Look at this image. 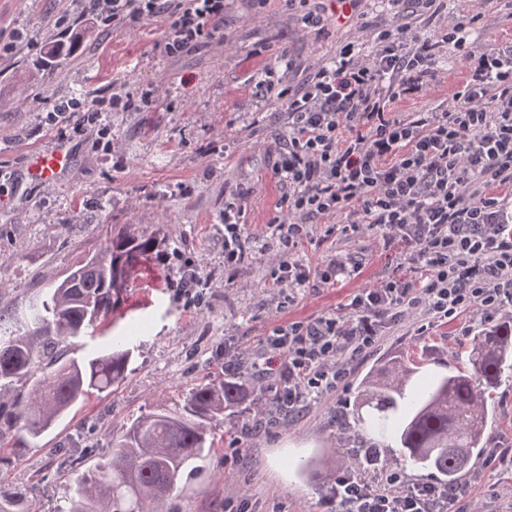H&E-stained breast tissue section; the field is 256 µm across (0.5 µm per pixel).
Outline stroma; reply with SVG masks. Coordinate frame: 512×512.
Masks as SVG:
<instances>
[{"label": "stroma", "mask_w": 512, "mask_h": 512, "mask_svg": "<svg viewBox=\"0 0 512 512\" xmlns=\"http://www.w3.org/2000/svg\"><path fill=\"white\" fill-rule=\"evenodd\" d=\"M321 28L308 29L299 9L282 0H224V38L170 54L159 20L137 29L107 26L82 15L80 0H0V318L44 298L112 229L132 227L153 237L154 251L132 269L119 307L94 333L78 338L74 355L131 336V372L105 397L90 396L33 448L0 450V491L25 490V512H54L94 456L120 440L144 411H171L191 387L222 376L225 353L259 354L273 325L340 309L349 295L395 274L401 248L375 231H343L316 220L300 255L311 268L338 251L359 263L358 276L307 288L281 306L267 276L268 257L253 254L235 275L224 273V205L241 197L242 222L259 235L276 215L280 197L272 157L287 130L284 107L264 98L254 73L300 87L316 66L371 32L409 24L425 35L472 20L467 50L481 54L512 42V0H435L421 10L413 0H310ZM69 53L40 60L56 41ZM288 53L291 68L276 59ZM440 83L428 96L395 104L398 112L447 106L465 69L453 45L440 50ZM81 99L90 119L82 129L55 123L59 104ZM66 146L73 162L54 183L36 182L31 153ZM181 252L183 261L173 260ZM191 260L203 302L177 296L173 285ZM512 319V305L492 316L463 312L420 329L405 318L386 330L370 353L354 362L345 390L311 402L293 420L241 438L252 417L241 412L218 422L219 449L204 474L179 489L158 512H327L326 495L372 439L358 436L353 404L362 375L383 357L427 351L416 389L433 373L467 368L472 336L483 325ZM496 420L486 432L487 454L461 476L470 494L458 512H512V372L494 392ZM65 443L77 461L51 455ZM240 444L242 458L225 461ZM310 459L313 470L298 465Z\"/></svg>", "instance_id": "1"}]
</instances>
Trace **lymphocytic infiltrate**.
<instances>
[{
	"label": "lymphocytic infiltrate",
	"mask_w": 512,
	"mask_h": 512,
	"mask_svg": "<svg viewBox=\"0 0 512 512\" xmlns=\"http://www.w3.org/2000/svg\"><path fill=\"white\" fill-rule=\"evenodd\" d=\"M84 9L129 28L160 19L170 52L224 36V0H86ZM466 34L463 21L433 37L387 29L373 34L371 54L342 46L301 90L260 80L288 114V137L272 164L285 211L256 236L241 225L242 205H226L225 271L252 251L272 250L273 285L308 287L299 251L311 220L345 217L403 245L420 273L360 289L345 313L274 325L263 347L265 367L279 370L276 412H301L343 389L351 364L404 315L434 323L512 302V43L477 55L466 51ZM445 43L463 50L466 64L448 107L392 116L388 102L426 97ZM466 494L463 486L407 483L368 448L326 500L333 512H451Z\"/></svg>",
	"instance_id": "f902f5d3"
}]
</instances>
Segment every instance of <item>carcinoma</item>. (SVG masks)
Here are the masks:
<instances>
[{
	"instance_id": "cac0c4a2",
	"label": "carcinoma",
	"mask_w": 512,
	"mask_h": 512,
	"mask_svg": "<svg viewBox=\"0 0 512 512\" xmlns=\"http://www.w3.org/2000/svg\"><path fill=\"white\" fill-rule=\"evenodd\" d=\"M151 248L150 238L125 228L107 235L46 299L15 317L24 332L0 333V447L31 446L78 403L126 378L134 337L81 358L67 356L65 347L112 314L130 270ZM424 357L401 353L371 367L358 382L355 425L390 439L375 447L382 459H391L394 444L402 461L430 471L440 485H456L483 452L493 390L512 368V323L474 334L472 371L437 374L416 392L411 381ZM265 405V393L247 391L235 374L189 388L176 410L134 419L123 439L80 475L57 512H157L179 486L203 474L215 451L212 421L243 409L259 416Z\"/></svg>"
}]
</instances>
